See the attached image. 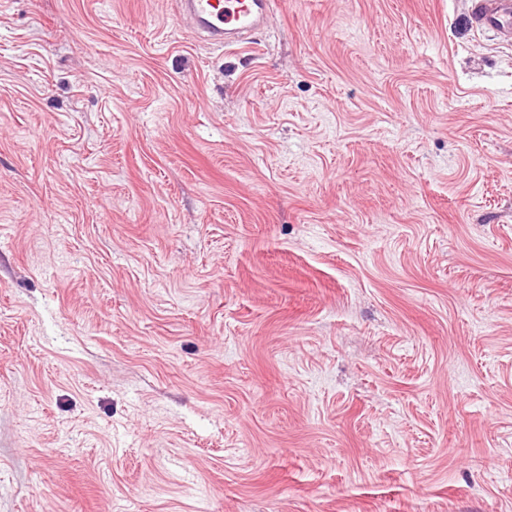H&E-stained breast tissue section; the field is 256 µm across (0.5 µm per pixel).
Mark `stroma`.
I'll use <instances>...</instances> for the list:
<instances>
[{"label": "stroma", "mask_w": 512, "mask_h": 512, "mask_svg": "<svg viewBox=\"0 0 512 512\" xmlns=\"http://www.w3.org/2000/svg\"><path fill=\"white\" fill-rule=\"evenodd\" d=\"M273 2L0 0V512H512V45ZM179 3L221 47L251 44L249 32L262 24L272 5L271 0H182ZM228 31H233L236 38L224 41Z\"/></svg>", "instance_id": "obj_1"}]
</instances>
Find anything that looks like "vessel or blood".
Here are the masks:
<instances>
[{"instance_id":"vessel-or-blood-1","label":"vessel or blood","mask_w":512,"mask_h":512,"mask_svg":"<svg viewBox=\"0 0 512 512\" xmlns=\"http://www.w3.org/2000/svg\"><path fill=\"white\" fill-rule=\"evenodd\" d=\"M272 0H181L183 11L193 15L215 43L234 32L233 46L248 44V34L258 28ZM470 24L512 43V0H471Z\"/></svg>"}]
</instances>
